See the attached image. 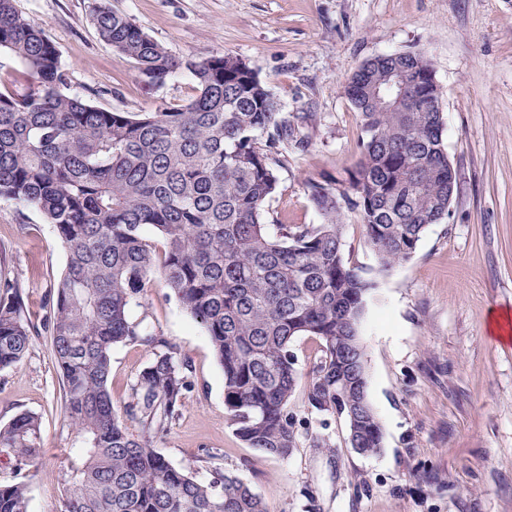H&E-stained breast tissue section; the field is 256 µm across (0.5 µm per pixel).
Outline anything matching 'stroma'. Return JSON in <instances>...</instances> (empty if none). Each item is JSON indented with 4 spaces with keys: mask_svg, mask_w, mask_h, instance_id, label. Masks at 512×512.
Listing matches in <instances>:
<instances>
[{
    "mask_svg": "<svg viewBox=\"0 0 512 512\" xmlns=\"http://www.w3.org/2000/svg\"><path fill=\"white\" fill-rule=\"evenodd\" d=\"M92 0H15L59 51L65 93L122 112H155L194 93L185 72L157 87L100 39ZM178 57L243 59L278 99L304 148L283 150L270 224H319L310 182L345 179L359 157L361 118L344 94L367 59L424 54L441 90L445 148L458 192L445 223L427 228L411 258L377 277L361 321L368 400L383 432L377 454L345 443L343 417L290 404L304 422L287 458L248 448L224 412V375L205 329L151 282L132 318L151 323L192 365L181 416L155 446L174 466L208 480L232 473L268 512H512V342L490 316L512 314V0H106ZM66 264L52 225L35 209L0 200V276L40 322ZM149 359L114 348L115 405ZM63 387L47 333L17 369L0 372V425L23 411L41 418L43 453L29 512H59L56 475L70 452ZM324 433L331 445L315 447Z\"/></svg>",
    "mask_w": 512,
    "mask_h": 512,
    "instance_id": "1",
    "label": "stroma"
}]
</instances>
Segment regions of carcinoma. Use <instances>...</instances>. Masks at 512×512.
Returning <instances> with one entry per match:
<instances>
[{
	"instance_id": "obj_1",
	"label": "carcinoma",
	"mask_w": 512,
	"mask_h": 512,
	"mask_svg": "<svg viewBox=\"0 0 512 512\" xmlns=\"http://www.w3.org/2000/svg\"><path fill=\"white\" fill-rule=\"evenodd\" d=\"M99 35L163 86L187 70L197 94L158 112L98 108L63 92L59 52L43 24L0 0V49L26 77L0 90V200L41 212L67 260L45 303L42 327L64 388L72 452L58 472L60 512H268L232 474L205 483L154 445L181 415L193 383L180 347L130 317L157 273L209 336L224 374V408L237 436L286 458L301 421L290 411L305 382L307 404L333 417L362 400L350 379L349 343L359 336L375 278L343 254L347 212L359 214L383 274L409 259L426 229L448 219L457 189L431 62L423 54L378 55L344 87L360 114V160L336 185L313 183L321 224H278L266 204L293 131L280 104L241 59L177 58L129 17L93 9ZM405 73L426 106L383 112L389 82ZM152 230L157 239L147 236ZM18 288L0 277V371L16 367L38 331ZM321 341L307 380L292 343ZM137 343L151 358L122 408L112 401V350ZM365 453L382 448L374 410L356 425ZM41 423L21 412L0 426V455L19 478L0 481V512H29Z\"/></svg>"
}]
</instances>
